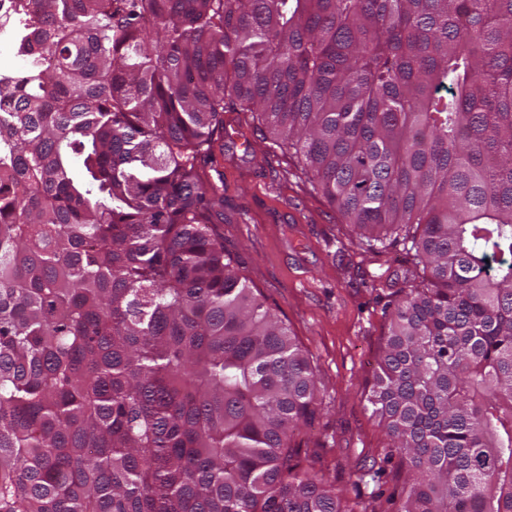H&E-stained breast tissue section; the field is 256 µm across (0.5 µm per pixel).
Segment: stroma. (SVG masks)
<instances>
[{"label":"stroma","mask_w":512,"mask_h":512,"mask_svg":"<svg viewBox=\"0 0 512 512\" xmlns=\"http://www.w3.org/2000/svg\"><path fill=\"white\" fill-rule=\"evenodd\" d=\"M224 122L249 143L224 144V248L324 383L322 414L299 438L316 452L317 468L350 512H390L362 469L389 450L367 396L391 312L384 273L403 271V247L363 253L353 228L313 189L297 158L265 147L234 114Z\"/></svg>","instance_id":"obj_1"}]
</instances>
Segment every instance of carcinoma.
I'll use <instances>...</instances> for the list:
<instances>
[{
	"mask_svg": "<svg viewBox=\"0 0 512 512\" xmlns=\"http://www.w3.org/2000/svg\"><path fill=\"white\" fill-rule=\"evenodd\" d=\"M0 78V512H345L224 251V113L381 253L396 512H512V0H40Z\"/></svg>",
	"mask_w": 512,
	"mask_h": 512,
	"instance_id": "cac0c4a2",
	"label": "carcinoma"
}]
</instances>
